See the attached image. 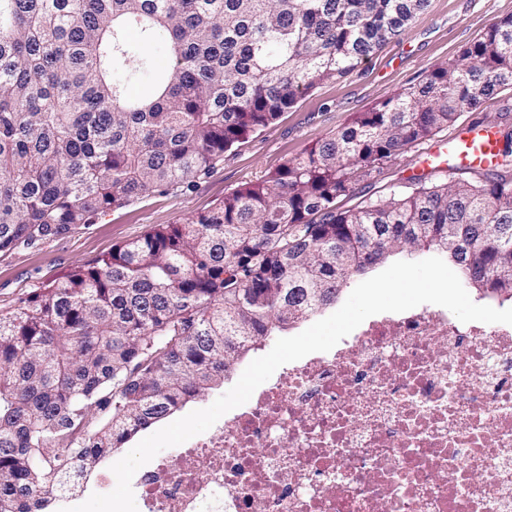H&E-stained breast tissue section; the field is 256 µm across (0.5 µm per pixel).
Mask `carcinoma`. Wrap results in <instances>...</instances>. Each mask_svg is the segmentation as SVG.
Segmentation results:
<instances>
[{
  "label": "carcinoma",
  "instance_id": "1",
  "mask_svg": "<svg viewBox=\"0 0 512 512\" xmlns=\"http://www.w3.org/2000/svg\"><path fill=\"white\" fill-rule=\"evenodd\" d=\"M427 0H0V252L154 191L344 76ZM139 34L136 41L129 31ZM170 66L155 62L158 35ZM150 74L154 95L130 84ZM512 87V17L216 209L153 229L0 315V512H42L112 448L396 253L435 250L512 300V160L338 200Z\"/></svg>",
  "mask_w": 512,
  "mask_h": 512
}]
</instances>
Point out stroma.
Returning a JSON list of instances; mask_svg holds the SVG:
<instances>
[{
  "instance_id": "1",
  "label": "stroma",
  "mask_w": 512,
  "mask_h": 512,
  "mask_svg": "<svg viewBox=\"0 0 512 512\" xmlns=\"http://www.w3.org/2000/svg\"><path fill=\"white\" fill-rule=\"evenodd\" d=\"M510 16L512 0H429L401 35L352 72L301 95L272 126L225 151L193 188L145 195L95 223L74 227L62 237L0 253V314L11 312L34 289L76 267L95 263L152 228L211 211L225 195L263 181L306 148L335 133L355 113L369 111L401 88L419 83L431 67L456 62L492 22ZM470 124L492 127L501 147H512V88L498 91L478 110L461 112L456 124L437 133L434 141L447 140L458 128ZM431 143L425 140L411 146L386 163L379 177L358 183L354 197L342 199V207H353L368 197L409 193L410 178ZM274 344V339H267L258 350L243 355L222 384L174 411V418L210 406L237 382L252 360L267 354Z\"/></svg>"
}]
</instances>
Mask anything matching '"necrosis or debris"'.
I'll return each instance as SVG.
<instances>
[{"mask_svg": "<svg viewBox=\"0 0 512 512\" xmlns=\"http://www.w3.org/2000/svg\"><path fill=\"white\" fill-rule=\"evenodd\" d=\"M138 489L146 512H512V325L372 320Z\"/></svg>", "mask_w": 512, "mask_h": 512, "instance_id": "4bbe7bcc", "label": "necrosis or debris"}]
</instances>
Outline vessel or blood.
Listing matches in <instances>:
<instances>
[{
    "label": "vessel or blood",
    "mask_w": 512,
    "mask_h": 512,
    "mask_svg": "<svg viewBox=\"0 0 512 512\" xmlns=\"http://www.w3.org/2000/svg\"><path fill=\"white\" fill-rule=\"evenodd\" d=\"M499 152L496 134L475 127H462L446 140L444 145H433L428 157L446 156L449 165H460L468 169H492Z\"/></svg>",
    "instance_id": "obj_1"
}]
</instances>
